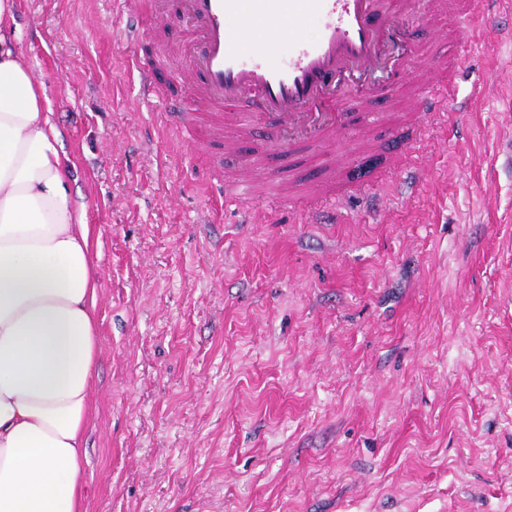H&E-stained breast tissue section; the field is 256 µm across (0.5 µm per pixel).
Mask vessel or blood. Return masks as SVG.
I'll use <instances>...</instances> for the list:
<instances>
[{"label":"vessel or blood","mask_w":512,"mask_h":512,"mask_svg":"<svg viewBox=\"0 0 512 512\" xmlns=\"http://www.w3.org/2000/svg\"><path fill=\"white\" fill-rule=\"evenodd\" d=\"M504 0H468L460 13L456 38L478 40L485 15L497 11ZM416 0H174L171 8L152 9L141 18L136 0H112V14L128 17L129 34L160 32L175 18L188 26L174 49L151 63H137L142 93L159 96L156 72H167L183 87L170 98V126L193 137L199 126L211 132L206 146L216 156L236 153L247 140L279 136L277 152L287 158L293 143L315 139L335 142L353 123L340 111L336 74L345 66L373 69L386 39L399 36L398 24ZM239 19L237 27L225 26L226 17ZM317 26L318 36L307 40L302 31ZM416 108L433 116L458 107L453 79L424 80L417 85ZM321 164L328 176L313 187L329 211H336L342 197L336 194L337 170L346 161L326 153ZM243 168L232 200L265 196L279 186L278 166H267L262 181Z\"/></svg>","instance_id":"vessel-or-blood-1"}]
</instances>
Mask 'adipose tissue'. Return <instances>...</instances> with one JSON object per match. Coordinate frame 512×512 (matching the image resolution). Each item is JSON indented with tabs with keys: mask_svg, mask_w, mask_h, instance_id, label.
Here are the masks:
<instances>
[{
	"mask_svg": "<svg viewBox=\"0 0 512 512\" xmlns=\"http://www.w3.org/2000/svg\"><path fill=\"white\" fill-rule=\"evenodd\" d=\"M13 25L0 0V512H82L98 278Z\"/></svg>",
	"mask_w": 512,
	"mask_h": 512,
	"instance_id": "1",
	"label": "adipose tissue"
}]
</instances>
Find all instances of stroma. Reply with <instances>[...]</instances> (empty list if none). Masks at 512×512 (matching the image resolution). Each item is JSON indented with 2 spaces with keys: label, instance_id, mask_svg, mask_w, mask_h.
<instances>
[{
  "label": "stroma",
  "instance_id": "obj_1",
  "mask_svg": "<svg viewBox=\"0 0 512 512\" xmlns=\"http://www.w3.org/2000/svg\"><path fill=\"white\" fill-rule=\"evenodd\" d=\"M407 25L396 100L343 106L392 124L334 145L378 212L263 198L266 224L141 96L106 0H17L98 274L85 512H512V13L455 47L450 9ZM450 52L499 86L407 143Z\"/></svg>",
  "mask_w": 512,
  "mask_h": 512
}]
</instances>
